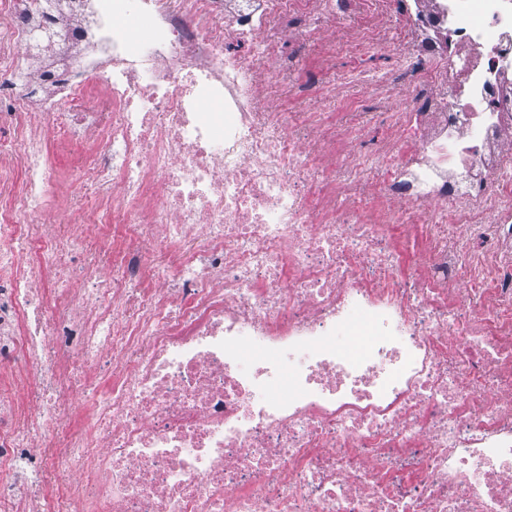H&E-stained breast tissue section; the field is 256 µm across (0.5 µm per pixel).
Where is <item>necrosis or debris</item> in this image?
<instances>
[{
    "label": "necrosis or debris",
    "mask_w": 512,
    "mask_h": 512,
    "mask_svg": "<svg viewBox=\"0 0 512 512\" xmlns=\"http://www.w3.org/2000/svg\"><path fill=\"white\" fill-rule=\"evenodd\" d=\"M3 156L0 512H512V0H0ZM400 47L397 44L387 43L381 50L367 54L364 58H355L347 54H339L336 59V82L337 75L352 70H366L371 74L379 73L389 66L392 57L396 55Z\"/></svg>",
    "instance_id": "necrosis-or-debris-1"
}]
</instances>
